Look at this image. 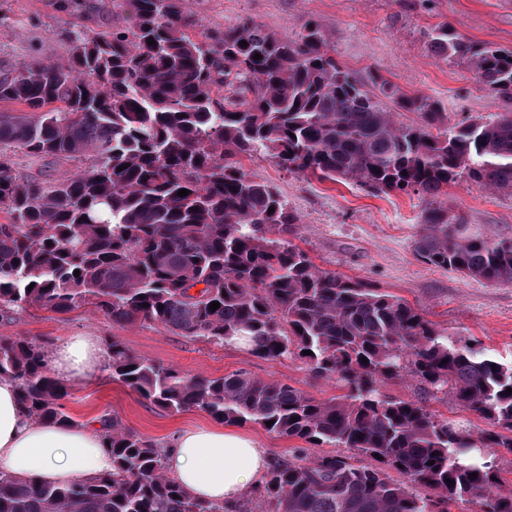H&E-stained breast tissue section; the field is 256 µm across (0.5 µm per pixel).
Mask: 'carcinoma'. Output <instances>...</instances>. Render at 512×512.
I'll list each match as a JSON object with an SVG mask.
<instances>
[{
	"mask_svg": "<svg viewBox=\"0 0 512 512\" xmlns=\"http://www.w3.org/2000/svg\"><path fill=\"white\" fill-rule=\"evenodd\" d=\"M124 5V27L68 32L61 62L0 66V309L88 307L120 327L220 346L246 336L260 357L299 358L346 393L317 400L246 373L189 376L116 339L105 367L167 412L196 409L349 454L277 460L256 498L226 508L188 495L167 475L162 448L114 418L112 473L37 485L0 471V512H512L499 469L474 460L479 448L512 453V366L439 333L406 300L320 269L292 242L299 218L278 189L239 160L264 153L301 177L420 194V257L511 284L512 241L469 233L438 198L462 177L512 190V48L475 44L446 24L432 30L433 53L466 64L508 104L456 129L425 95L381 77L372 79L379 94L366 89L318 22L289 42L248 21L199 40L184 0ZM401 111L419 121H397ZM17 151L75 172L22 178ZM44 352L0 337V380L16 385L32 419L68 424ZM405 376L421 399L383 392ZM441 394L495 430L474 440L439 420L426 401ZM386 466L408 482L392 481Z\"/></svg>",
	"mask_w": 512,
	"mask_h": 512,
	"instance_id": "1",
	"label": "carcinoma"
}]
</instances>
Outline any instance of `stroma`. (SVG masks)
I'll return each mask as SVG.
<instances>
[{
    "mask_svg": "<svg viewBox=\"0 0 512 512\" xmlns=\"http://www.w3.org/2000/svg\"><path fill=\"white\" fill-rule=\"evenodd\" d=\"M186 7L203 31L247 20L289 41L308 21H318L337 60L357 78L366 82L377 73L405 93L430 96L452 124L487 121L504 107L464 64L432 54L427 35L445 23L469 40L512 48V0H186ZM79 23L76 14L61 9L60 0H0V64L19 67L35 56L47 62L64 59L66 33ZM241 165L250 178L275 185L297 213L293 241L319 268L401 297L448 337L512 364V284H490L419 257L413 243L424 207L420 195L294 176L263 154L242 157ZM442 201L465 215L470 232L512 239V192L458 181L448 186ZM79 333L97 336L104 345L119 339L131 353L189 375L245 373L290 384L319 400L342 393L339 383L314 377L301 360L265 359L157 327L122 328L84 307L68 314L0 311V336L49 346ZM66 393L64 404L74 423L114 417L161 445L177 430L215 424L202 411L167 413L106 372Z\"/></svg>",
    "mask_w": 512,
    "mask_h": 512,
    "instance_id": "35a3bbf8",
    "label": "stroma"
}]
</instances>
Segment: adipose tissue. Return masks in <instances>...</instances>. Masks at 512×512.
Wrapping results in <instances>:
<instances>
[{
    "label": "adipose tissue",
    "instance_id": "1",
    "mask_svg": "<svg viewBox=\"0 0 512 512\" xmlns=\"http://www.w3.org/2000/svg\"><path fill=\"white\" fill-rule=\"evenodd\" d=\"M48 371L63 385H77L103 367L97 337L77 334L45 354ZM109 418L80 427L31 419L18 403L15 385L0 380V470L38 484H66L111 472L106 448ZM271 456L250 436L231 429L175 432L166 447L171 478L192 496L234 505L256 488Z\"/></svg>",
    "mask_w": 512,
    "mask_h": 512
}]
</instances>
